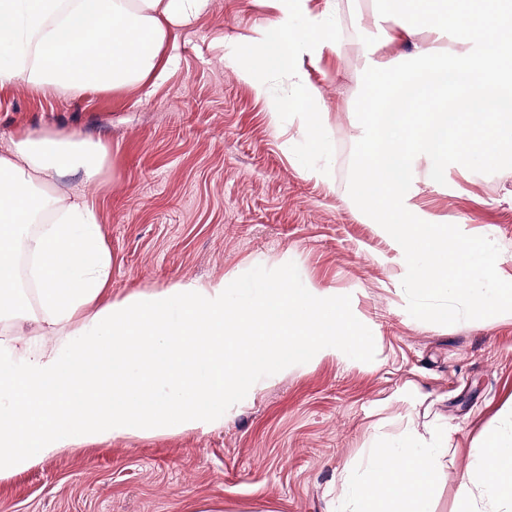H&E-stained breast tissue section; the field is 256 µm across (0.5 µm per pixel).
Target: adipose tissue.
I'll return each mask as SVG.
<instances>
[{
    "label": "adipose tissue",
    "instance_id": "obj_1",
    "mask_svg": "<svg viewBox=\"0 0 512 512\" xmlns=\"http://www.w3.org/2000/svg\"><path fill=\"white\" fill-rule=\"evenodd\" d=\"M275 20L254 29L253 60L228 64L266 103L272 122L300 111L311 149L326 153L321 90L303 60L335 51L324 10L310 0H268ZM211 0H0V84L24 82L71 95L162 76L169 27L197 19ZM363 54L369 78L361 115L363 158L356 179L368 214L400 254L403 282L421 305L454 320L465 312L512 311V276L465 225L429 224L413 197L418 170L430 184L448 166L498 165L512 142V0H382ZM433 42H416L420 27ZM411 45L386 62L383 49ZM285 77L292 97L272 96L256 69ZM110 147L76 133H28L0 152V480L44 458L90 443L207 431L224 423L239 395L262 389L288 365L346 358L364 337L329 288L294 276L229 300L226 282H184L162 292L103 301L112 257L85 195L54 189L72 171L98 185ZM40 225L29 233L30 225ZM26 246L40 316L27 314L15 253ZM488 434L459 479L458 512H512V412ZM439 441L411 437L368 453L367 480L351 490V512H433Z\"/></svg>",
    "mask_w": 512,
    "mask_h": 512
}]
</instances>
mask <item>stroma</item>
<instances>
[{"label": "stroma", "mask_w": 512, "mask_h": 512, "mask_svg": "<svg viewBox=\"0 0 512 512\" xmlns=\"http://www.w3.org/2000/svg\"><path fill=\"white\" fill-rule=\"evenodd\" d=\"M376 10V0H342L337 50L309 69L330 146L322 180L301 114L272 124L225 64L273 20L265 0H213L172 28L155 81L80 96L0 85V145L30 131L110 143L99 186L78 174L57 185L95 204L110 295L222 279L242 304L291 271L334 290L365 330L352 356L289 367L243 394L217 430L72 448L2 479L0 512H346L368 448L410 431L443 437L433 510L456 512L460 474L512 405V312L451 321L415 310L396 250L362 214V55ZM418 190L428 223L468 225L512 275V162L452 168Z\"/></svg>", "instance_id": "1"}]
</instances>
